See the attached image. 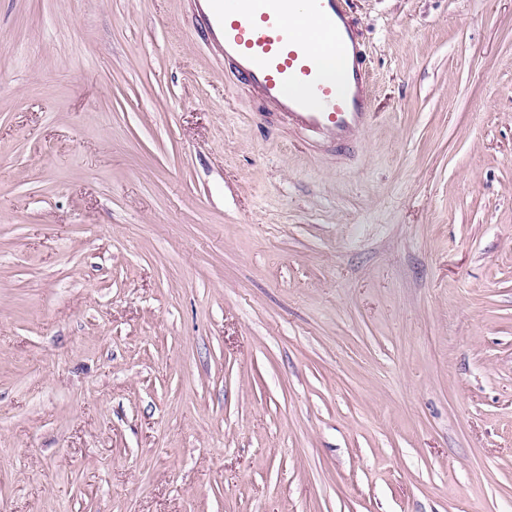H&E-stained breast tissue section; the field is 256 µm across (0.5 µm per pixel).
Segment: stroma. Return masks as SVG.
<instances>
[{
  "mask_svg": "<svg viewBox=\"0 0 512 512\" xmlns=\"http://www.w3.org/2000/svg\"><path fill=\"white\" fill-rule=\"evenodd\" d=\"M316 153L186 0H0V512H512V0H348Z\"/></svg>",
  "mask_w": 512,
  "mask_h": 512,
  "instance_id": "stroma-1",
  "label": "stroma"
}]
</instances>
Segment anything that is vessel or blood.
<instances>
[{"instance_id": "vessel-or-blood-1", "label": "vessel or blood", "mask_w": 512, "mask_h": 512, "mask_svg": "<svg viewBox=\"0 0 512 512\" xmlns=\"http://www.w3.org/2000/svg\"><path fill=\"white\" fill-rule=\"evenodd\" d=\"M239 89L259 99L263 121L283 123L309 146L345 152L372 124L362 34L346 0H189ZM331 32L328 51L303 44L301 22ZM342 63L328 77L326 54Z\"/></svg>"}]
</instances>
